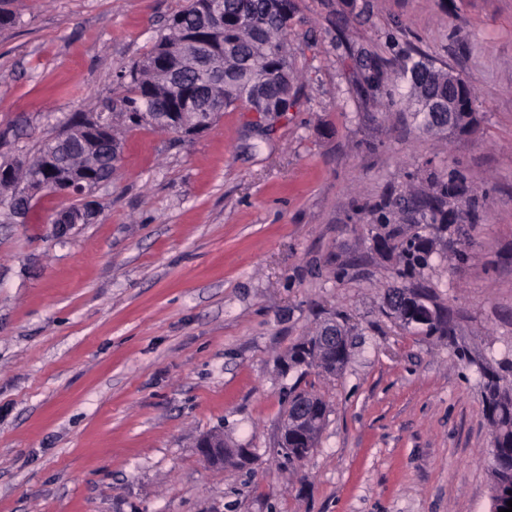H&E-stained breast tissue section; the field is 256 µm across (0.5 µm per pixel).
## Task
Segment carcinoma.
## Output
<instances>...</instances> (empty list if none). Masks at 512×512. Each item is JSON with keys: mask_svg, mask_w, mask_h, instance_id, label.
Wrapping results in <instances>:
<instances>
[{"mask_svg": "<svg viewBox=\"0 0 512 512\" xmlns=\"http://www.w3.org/2000/svg\"><path fill=\"white\" fill-rule=\"evenodd\" d=\"M242 0H190L188 7L169 20L167 33L161 35L152 49L137 61L129 72L125 93L117 98H107L99 111L110 113L106 134L119 140L120 131L133 127L149 126L163 131L170 130L169 103L183 96H195L200 88L209 91L214 106L207 112L184 111L180 125L184 134L191 135L198 128H211L224 110L238 102L260 107L265 112H286L292 104L293 74L288 58V21L294 8L292 0H249L245 13H240ZM212 37L218 33L224 42V51L216 52L210 65L191 68L185 61L199 48L191 33ZM401 79L408 84L405 94L407 104L413 108L411 116L420 130L440 134L448 129L434 112L423 110L422 104L433 97L443 98L448 92V81L460 82L463 91L474 99L471 87L462 78L431 63L418 62L411 69H404ZM73 146L78 153L67 165L55 167L56 182L69 180L70 174L80 166H97L101 163L97 151L86 138V129L92 122L75 113L68 120ZM50 150L40 145L32 155V166L20 171L17 179L0 185V205L6 198L25 190H39L44 177L37 170L38 162ZM463 192L454 180H435L429 191L417 197L422 216L428 218L426 227L437 232V216L445 214L448 198ZM436 238H423L413 234L406 242L397 240V233L390 230L380 237L378 246L386 254L399 252L404 268L397 276L406 278L417 269L429 266ZM392 302L399 300L423 302L436 312L441 308L434 302L432 290L421 282H411L392 288L386 294ZM342 340L334 347L320 344L321 330H316L304 341L288 348L284 358L288 367H305L335 376L342 371L350 356V330L337 325ZM483 378L484 416L493 434L490 450V474L493 489L512 484V360L504 359L493 366L489 363L479 368ZM311 418L308 427L310 439L315 441L326 424L329 405L319 395L305 392ZM210 436L224 445V466H244L239 449L223 444L218 434Z\"/></svg>", "mask_w": 512, "mask_h": 512, "instance_id": "obj_1", "label": "carcinoma"}]
</instances>
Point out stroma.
Instances as JSON below:
<instances>
[{"label": "stroma", "instance_id": "stroma-1", "mask_svg": "<svg viewBox=\"0 0 512 512\" xmlns=\"http://www.w3.org/2000/svg\"><path fill=\"white\" fill-rule=\"evenodd\" d=\"M285 112L225 110L188 138L121 136L88 223L42 191L0 213V512H491L482 379L456 346L512 358V0H294ZM188 0H13L0 29V154L31 152L127 72ZM447 65L479 124L434 137L403 99V57ZM382 63L384 94L361 89ZM458 172L422 273L456 344L384 311L420 214L403 200ZM352 329L333 377L282 372L329 320ZM330 413L302 466L278 446L290 387ZM256 458L207 467L210 431Z\"/></svg>", "mask_w": 512, "mask_h": 512}]
</instances>
